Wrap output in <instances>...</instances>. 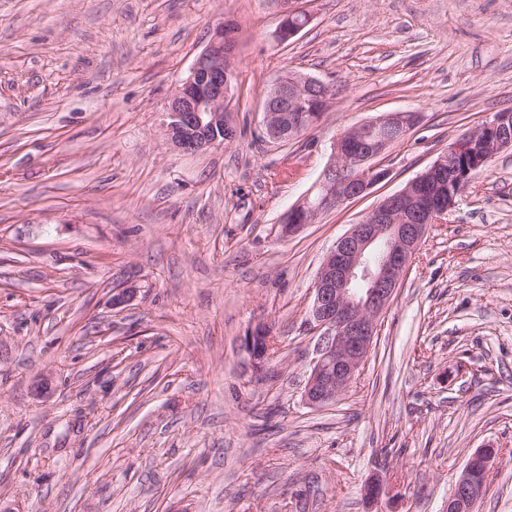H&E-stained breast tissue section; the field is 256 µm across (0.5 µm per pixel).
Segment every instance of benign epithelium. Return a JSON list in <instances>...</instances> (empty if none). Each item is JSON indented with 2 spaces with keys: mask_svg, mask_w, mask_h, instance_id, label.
Listing matches in <instances>:
<instances>
[{
  "mask_svg": "<svg viewBox=\"0 0 512 512\" xmlns=\"http://www.w3.org/2000/svg\"><path fill=\"white\" fill-rule=\"evenodd\" d=\"M310 21L308 12L288 0L279 14L278 41L288 42ZM235 81V42L224 41L221 22L169 97L163 127L174 149L195 154L224 144L219 133L226 125L234 126L228 101ZM328 90V84L301 73L288 82L276 81L264 101L265 133L276 143L287 142L279 131L285 115L293 134L318 123L320 114L310 110L327 103ZM417 122L413 112H386L340 134L320 175V197L288 211L292 221L288 233L365 195L384 180L388 171L378 159L405 139ZM509 147L512 113L497 112L337 239L314 282L308 325L317 335V346L304 391L307 405L333 404L351 387L378 335L379 319L403 285L428 228L442 223L471 176ZM270 336L269 325L260 322L244 336L243 348L256 369L265 363L259 352ZM494 454L493 448H480L469 457L448 499V512H474L483 489L479 477L487 472ZM383 492L380 476L366 481L367 500L376 503Z\"/></svg>",
  "mask_w": 512,
  "mask_h": 512,
  "instance_id": "1",
  "label": "benign epithelium"
}]
</instances>
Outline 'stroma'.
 <instances>
[{"mask_svg":"<svg viewBox=\"0 0 512 512\" xmlns=\"http://www.w3.org/2000/svg\"><path fill=\"white\" fill-rule=\"evenodd\" d=\"M298 5L282 44L278 0H0V512H447L487 447L480 512H512V148L431 226L356 382L304 401L327 251L512 110V0ZM225 19L237 137L183 155L161 113ZM290 69L334 95L272 143L262 103ZM395 111L419 121L387 178L281 237L334 138ZM295 1L289 0L280 11L279 24L276 28V37L281 43H286L311 21V15L302 8L293 7ZM300 18L303 20L300 21ZM270 336L269 325L260 322L250 327L244 336L243 348L256 369L261 368L265 363L266 356L260 357L259 352L262 350V343L268 344Z\"/></svg>","mask_w":512,"mask_h":512,"instance_id":"stroma-1","label":"stroma"}]
</instances>
